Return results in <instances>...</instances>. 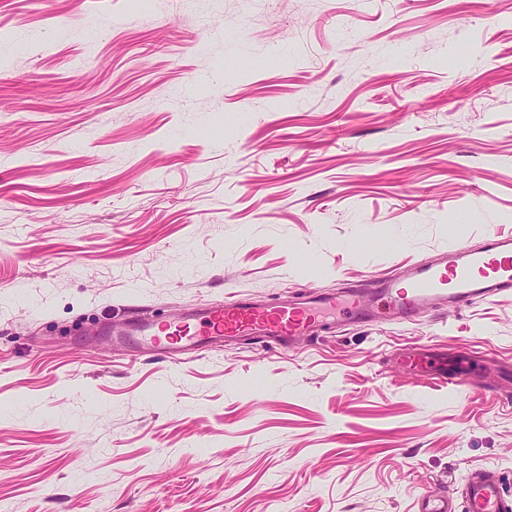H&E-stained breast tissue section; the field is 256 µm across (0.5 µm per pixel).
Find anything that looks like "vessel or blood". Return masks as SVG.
I'll return each mask as SVG.
<instances>
[{
  "mask_svg": "<svg viewBox=\"0 0 512 512\" xmlns=\"http://www.w3.org/2000/svg\"><path fill=\"white\" fill-rule=\"evenodd\" d=\"M511 287L512 237L490 233L478 245L416 261L403 273L373 281L367 289L317 292L283 305L237 299L191 310L166 323L137 317L126 339L148 345L177 363L182 356L206 351L223 339L252 337L286 344L314 334L332 319L363 323L370 319L372 305L380 298L410 317L441 304L455 307L484 300ZM396 362L437 387L472 380L471 358L465 354L419 348L399 353ZM465 502L464 512H512V498L503 496L495 471L488 468L468 471Z\"/></svg>",
  "mask_w": 512,
  "mask_h": 512,
  "instance_id": "vessel-or-blood-1",
  "label": "vessel or blood"
}]
</instances>
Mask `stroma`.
<instances>
[{
  "label": "stroma",
  "mask_w": 512,
  "mask_h": 512,
  "mask_svg": "<svg viewBox=\"0 0 512 512\" xmlns=\"http://www.w3.org/2000/svg\"><path fill=\"white\" fill-rule=\"evenodd\" d=\"M512 233V0H0V505L417 512L494 468L512 382L438 388L419 345L512 367V292L237 341H116L283 304Z\"/></svg>",
  "instance_id": "stroma-1"
}]
</instances>
